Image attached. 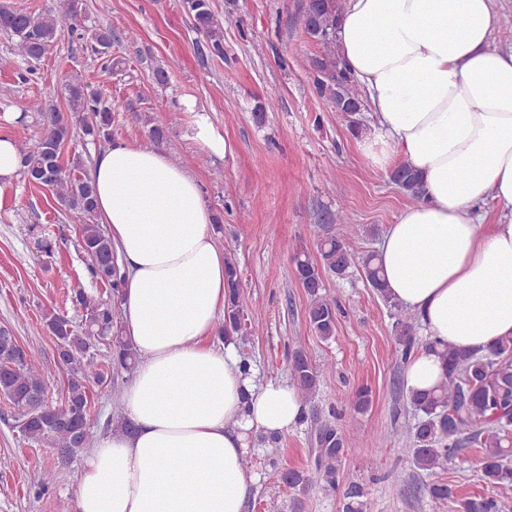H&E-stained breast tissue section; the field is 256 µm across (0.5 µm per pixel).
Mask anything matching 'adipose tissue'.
<instances>
[{"mask_svg": "<svg viewBox=\"0 0 512 512\" xmlns=\"http://www.w3.org/2000/svg\"><path fill=\"white\" fill-rule=\"evenodd\" d=\"M494 0H345L338 55L370 103L364 153L406 162L423 185L377 246L390 295L424 336L477 349L512 336V51L492 44ZM96 210L122 259L124 334L141 359L120 398L132 433L84 455L74 512H244L260 476L257 433L305 415L290 380L215 343L226 253L197 179L161 151L113 142L94 174ZM421 349L409 389L444 380Z\"/></svg>", "mask_w": 512, "mask_h": 512, "instance_id": "1", "label": "adipose tissue"}]
</instances>
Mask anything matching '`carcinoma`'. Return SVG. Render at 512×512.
I'll use <instances>...</instances> for the list:
<instances>
[{
    "mask_svg": "<svg viewBox=\"0 0 512 512\" xmlns=\"http://www.w3.org/2000/svg\"><path fill=\"white\" fill-rule=\"evenodd\" d=\"M194 21L195 30L207 41L211 54L224 56L223 26L215 17L210 0H183ZM344 0H302L298 24L321 48L309 58L316 93L347 119L349 131L362 136L364 124L359 118L362 99L352 77L340 68L337 53V22ZM83 10L82 0H56V9L46 14H31L0 8V30L14 39L13 52L29 63L39 62L55 45L67 20H76ZM91 51L103 59V69L112 73L118 64L112 62V31L99 29L91 34ZM66 107L42 112L43 129L37 146L24 154L22 173L28 182L47 187L58 206L83 219L81 248L92 259L91 275L109 287V300H98L79 290L73 303L86 310L78 325L58 312L44 313L45 331L54 337L57 363L67 370V389L61 411L54 410L37 396L49 384L41 358L29 347L21 345L7 327L0 328V394L15 410V427L31 445L59 448L66 456L77 455L87 447L91 421L90 383L111 388L112 371H131L137 353L121 336L119 294L124 275L117 262L111 239L94 223L95 190L92 180L81 177L63 165L65 145L73 130L94 141L108 142L112 137V109L101 104L100 96L88 92L80 82L66 85ZM390 180L403 193L416 200L421 197L420 180L411 166L402 162L390 173ZM345 236H355L359 228L344 226ZM345 236L328 229L318 245L319 260L298 248L290 252L293 273L309 297L306 321L320 339L336 334L338 303L323 294L324 276L344 278L357 266L367 284L386 305L396 310L392 329L399 345L400 361L405 363L414 353L418 318L393 301L385 287L376 252L355 256L347 248ZM227 306L219 330L222 336L242 338L256 334V324L246 322L240 306L241 279L237 262L227 256ZM99 345L109 348V360L96 353ZM436 345L429 344V347ZM438 354L448 365L446 380L429 391L406 390L407 403L414 424L396 425L393 437L401 441L402 451L415 468L425 474L423 491L434 504H455L456 512H502L494 496H455L451 485L438 473L444 463L452 461L465 447L482 449L481 476L492 486L512 483V337L498 340L484 351L438 346ZM290 379L302 395H314L329 365L312 362L303 348L289 356ZM371 403V391L357 389L350 400L355 413L365 412ZM315 448L307 469H288L281 480L289 488L305 493L314 481L324 490L337 493L342 512H374L373 501L364 488L354 482L344 484L342 465L345 441L337 430L320 427L313 433Z\"/></svg>",
    "mask_w": 512,
    "mask_h": 512,
    "instance_id": "carcinoma-1",
    "label": "carcinoma"
}]
</instances>
